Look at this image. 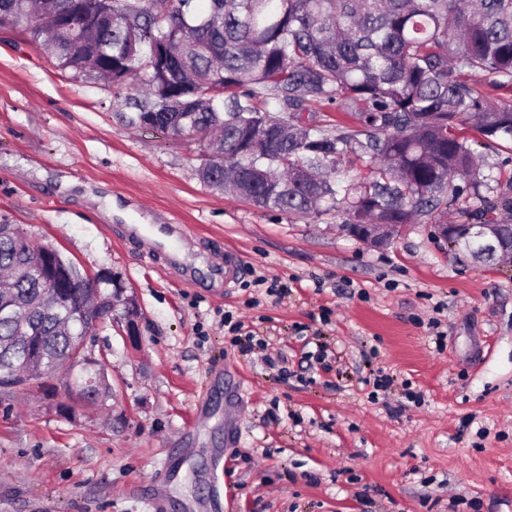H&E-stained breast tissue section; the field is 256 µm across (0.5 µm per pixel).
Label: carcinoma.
<instances>
[{
    "label": "carcinoma",
    "mask_w": 512,
    "mask_h": 512,
    "mask_svg": "<svg viewBox=\"0 0 512 512\" xmlns=\"http://www.w3.org/2000/svg\"><path fill=\"white\" fill-rule=\"evenodd\" d=\"M82 6L97 33L50 35L45 0H0V26H22L59 67L112 74L131 127L147 122L202 143L208 187L299 217L336 206L352 224H414L443 211L460 185L483 181L465 130L512 139V0H55ZM336 104L358 129L292 124L313 103ZM364 168L351 194L333 178L346 156ZM35 244L0 224V290L22 310L0 313V383H29L32 356L52 374L75 352L80 310L109 295L74 289L47 301Z\"/></svg>",
    "instance_id": "1"
}]
</instances>
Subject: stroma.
<instances>
[{
	"mask_svg": "<svg viewBox=\"0 0 512 512\" xmlns=\"http://www.w3.org/2000/svg\"><path fill=\"white\" fill-rule=\"evenodd\" d=\"M121 110L0 26V223L119 276L139 311L137 338L118 304L86 340L105 399H65L57 376L0 392V512H512V257L479 266L433 234L512 224V140L468 131L484 186L375 249L344 206L298 218L211 190L197 142ZM122 224L193 225L196 265Z\"/></svg>",
	"mask_w": 512,
	"mask_h": 512,
	"instance_id": "35a3bbf8",
	"label": "stroma"
}]
</instances>
